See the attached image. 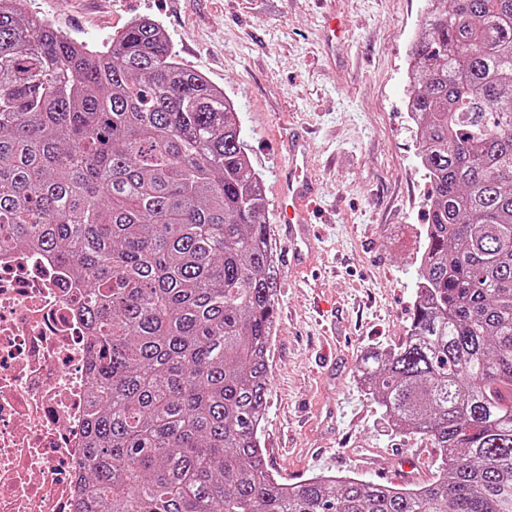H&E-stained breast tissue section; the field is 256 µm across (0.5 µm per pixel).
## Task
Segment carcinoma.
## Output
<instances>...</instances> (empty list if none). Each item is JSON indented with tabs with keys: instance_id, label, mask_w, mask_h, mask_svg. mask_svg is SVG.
I'll return each instance as SVG.
<instances>
[{
	"instance_id": "obj_1",
	"label": "carcinoma",
	"mask_w": 512,
	"mask_h": 512,
	"mask_svg": "<svg viewBox=\"0 0 512 512\" xmlns=\"http://www.w3.org/2000/svg\"><path fill=\"white\" fill-rule=\"evenodd\" d=\"M410 55L428 176L405 340L357 374L438 476L265 464L279 267L224 91L139 18L92 47L0 0V250L83 280L81 512H512V0H436Z\"/></svg>"
}]
</instances>
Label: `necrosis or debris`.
Wrapping results in <instances>:
<instances>
[{
    "instance_id": "4bbe7bcc",
    "label": "necrosis or debris",
    "mask_w": 512,
    "mask_h": 512,
    "mask_svg": "<svg viewBox=\"0 0 512 512\" xmlns=\"http://www.w3.org/2000/svg\"><path fill=\"white\" fill-rule=\"evenodd\" d=\"M82 284L49 256L0 254V512H76L89 410Z\"/></svg>"
}]
</instances>
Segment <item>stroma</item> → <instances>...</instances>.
Returning <instances> with one entry per match:
<instances>
[{
    "instance_id": "1",
    "label": "stroma",
    "mask_w": 512,
    "mask_h": 512,
    "mask_svg": "<svg viewBox=\"0 0 512 512\" xmlns=\"http://www.w3.org/2000/svg\"><path fill=\"white\" fill-rule=\"evenodd\" d=\"M429 0H28L31 12L98 47L148 17L181 63L237 107L243 145L275 223L276 182L292 133L312 144L320 249L309 269H280L277 328L261 444L277 478L342 474L389 485L392 450L414 478L439 466L427 438L391 425L361 387L356 365L398 346L411 323L415 266L431 186L409 116L411 41ZM344 27L324 30L325 15Z\"/></svg>"
}]
</instances>
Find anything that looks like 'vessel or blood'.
Instances as JSON below:
<instances>
[{"mask_svg": "<svg viewBox=\"0 0 512 512\" xmlns=\"http://www.w3.org/2000/svg\"><path fill=\"white\" fill-rule=\"evenodd\" d=\"M309 153L306 137L292 136L288 143V161L279 173L282 208L278 222L288 242L290 264L296 269L305 268L315 251L310 201L317 193V183L308 174Z\"/></svg>", "mask_w": 512, "mask_h": 512, "instance_id": "obj_1", "label": "vessel or blood"}]
</instances>
